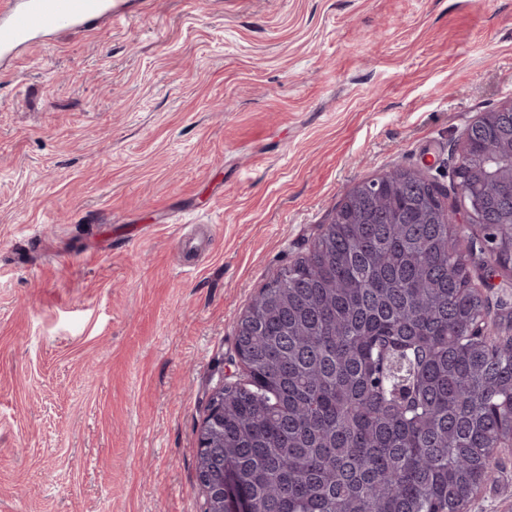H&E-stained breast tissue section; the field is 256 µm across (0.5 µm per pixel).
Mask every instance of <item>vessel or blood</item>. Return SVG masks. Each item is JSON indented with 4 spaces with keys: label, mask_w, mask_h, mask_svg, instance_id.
<instances>
[{
    "label": "vessel or blood",
    "mask_w": 512,
    "mask_h": 512,
    "mask_svg": "<svg viewBox=\"0 0 512 512\" xmlns=\"http://www.w3.org/2000/svg\"><path fill=\"white\" fill-rule=\"evenodd\" d=\"M111 16L110 0H0V56H11L35 34L88 30Z\"/></svg>",
    "instance_id": "obj_1"
}]
</instances>
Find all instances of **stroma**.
<instances>
[{"mask_svg":"<svg viewBox=\"0 0 512 512\" xmlns=\"http://www.w3.org/2000/svg\"><path fill=\"white\" fill-rule=\"evenodd\" d=\"M0 60V512H201L235 326L348 189L512 98V0H112ZM493 331L512 277L469 269ZM470 512H512V455Z\"/></svg>","mask_w":512,"mask_h":512,"instance_id":"35a3bbf8","label":"stroma"}]
</instances>
